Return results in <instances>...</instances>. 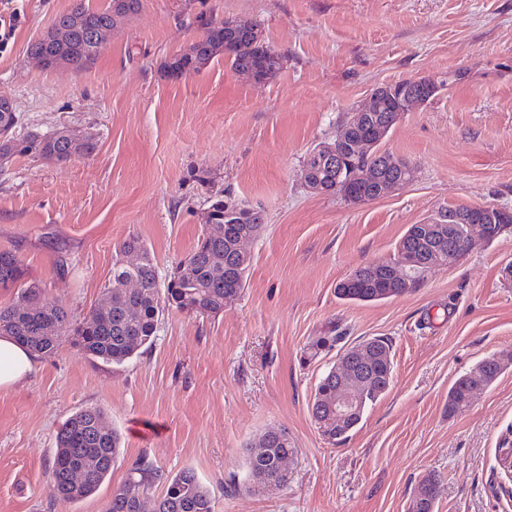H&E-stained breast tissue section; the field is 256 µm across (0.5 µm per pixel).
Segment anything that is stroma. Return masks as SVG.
Returning a JSON list of instances; mask_svg holds the SVG:
<instances>
[{
  "mask_svg": "<svg viewBox=\"0 0 512 512\" xmlns=\"http://www.w3.org/2000/svg\"><path fill=\"white\" fill-rule=\"evenodd\" d=\"M13 4L21 18L0 52V94L15 103L19 134L66 127L96 142L66 163L18 155L0 169V251L28 280L82 318L101 304L128 237L146 243L164 278L218 198L260 210L264 230L223 313L161 302L140 356L106 364L66 339L0 390V512H103L143 457L167 476L193 469L215 512H408L430 475L441 478L436 512H512V368L448 411L458 376L512 350V226L473 236L413 292L336 295L356 267L392 258L410 225L461 205L512 211V0H141L81 70H45L27 52L73 0ZM225 17L264 28L279 74L257 85L218 58L170 79L169 59L205 20ZM424 77L438 93L382 142L414 168L409 185L360 204L308 188L310 149L334 141L375 88ZM321 336L338 342L304 358ZM373 336L392 341L391 385L330 444L309 413L315 387ZM94 405L120 433V456L93 496L53 498L58 429ZM277 428L298 449L288 480L247 491L243 449Z\"/></svg>",
  "mask_w": 512,
  "mask_h": 512,
  "instance_id": "obj_1",
  "label": "stroma"
}]
</instances>
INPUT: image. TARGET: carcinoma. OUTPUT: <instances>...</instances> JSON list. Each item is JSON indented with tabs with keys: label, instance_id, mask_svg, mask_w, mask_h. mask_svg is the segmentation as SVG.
<instances>
[{
	"label": "carcinoma",
	"instance_id": "carcinoma-1",
	"mask_svg": "<svg viewBox=\"0 0 512 512\" xmlns=\"http://www.w3.org/2000/svg\"><path fill=\"white\" fill-rule=\"evenodd\" d=\"M94 7L86 0H74L71 8L58 14L54 23L65 28L68 41L38 37L28 46V52H37L51 61L63 60L75 68L92 64L98 56L92 36L94 30L114 28L113 3ZM245 42L244 34L224 32V22H205V35L185 51L175 55L165 68L168 74L194 68L198 72L222 51L224 41ZM235 70L246 66L273 67L276 59L232 49L227 56ZM18 122L15 112H0V156L8 159L15 155H34L56 162H67L76 156L90 155L95 143L89 139L71 140L58 133L22 136L14 135ZM361 165L374 168L385 176L414 178V168L390 173L384 170L379 156L361 161ZM228 203L222 199L210 205V219L202 237L177 264L175 272L165 284L168 300L181 311L198 315H217L224 312V296L244 288L250 265L240 266L230 242L233 230L240 226L261 225L260 211L234 205L228 212ZM433 225L413 224L401 237L399 244L415 242L433 236ZM439 236L443 247L451 246L457 255L467 250L466 230L462 224L440 225ZM120 258L112 267V278L104 292L109 300L106 307L98 306L82 320L73 319L68 308L59 300L45 296L37 284H24L25 271L11 252H0V288H19L18 299L0 306V335L14 337L39 356H49L59 347L62 339L72 338L85 354L106 363L121 365L141 350L150 347L159 329L161 313L157 293L159 272L150 249L138 237L126 239L119 249ZM134 277L140 288L129 293L122 288L124 280ZM424 275L415 272L412 280L400 285L385 275L375 279L358 276L348 278L336 288L338 298L349 302H374L401 296L418 288ZM369 346L372 363L371 375L360 388L359 412L338 426L331 423L318 428L328 442L336 443L348 437L361 422L367 407L388 390L393 373L392 342L387 337L364 340ZM484 376H459L448 391V414L467 407L474 392L492 385L512 367V350L491 354L480 362ZM336 390V375L327 370L319 380L309 406L314 423L327 417L322 408L327 406ZM261 455L246 449L247 484L252 490L282 486L288 480V471L281 469V461L295 455L294 441L286 434L260 437ZM121 448V436L106 422L104 410L88 406L70 415L57 434V448L52 462L49 490L52 496L78 502L94 495L112 473ZM165 479L163 493L153 500L152 512H214V501L209 490L191 469H183L172 477H162L161 471L146 459L136 463L125 483L115 489L107 501L104 512H143L142 499L160 479ZM439 497V480L435 477L422 481L411 500L409 512H435Z\"/></svg>",
	"mask_w": 512,
	"mask_h": 512
}]
</instances>
